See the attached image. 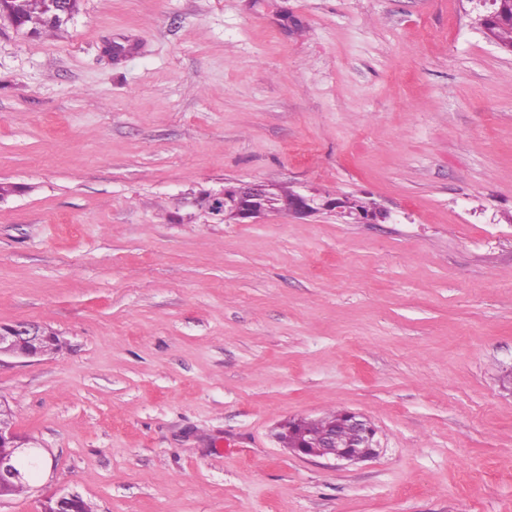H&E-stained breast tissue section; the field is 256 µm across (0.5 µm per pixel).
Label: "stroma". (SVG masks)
Returning <instances> with one entry per match:
<instances>
[{"mask_svg":"<svg viewBox=\"0 0 512 512\" xmlns=\"http://www.w3.org/2000/svg\"><path fill=\"white\" fill-rule=\"evenodd\" d=\"M468 0H80L0 14V400L48 465L0 512H512V52ZM128 45L121 60L112 43ZM353 195L213 224L227 182ZM364 414L341 467L275 428ZM67 0H48L49 8L59 16L69 17ZM47 0H0V11H6L15 27L31 37L56 36L68 20L51 17ZM278 188L281 194L288 195L287 199H283L282 208L296 216H308L321 210L336 211L340 215L353 218L356 223L384 221L390 217L387 211L359 199L333 198L330 195H321L315 191L304 194L292 190L288 194L287 186L278 185ZM52 333L38 323L19 321L0 325V358L31 359L48 353ZM47 351V352H46ZM45 352V353H44ZM78 498L75 492H57L41 504L42 512H76L74 505Z\"/></svg>","mask_w":512,"mask_h":512,"instance_id":"1","label":"stroma"}]
</instances>
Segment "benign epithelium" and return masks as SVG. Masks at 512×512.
I'll return each mask as SVG.
<instances>
[{"label":"benign epithelium","instance_id":"obj_1","mask_svg":"<svg viewBox=\"0 0 512 512\" xmlns=\"http://www.w3.org/2000/svg\"><path fill=\"white\" fill-rule=\"evenodd\" d=\"M266 182L242 183L233 188L224 186L209 192L210 215L222 222L233 221L237 224L251 222L272 211ZM283 208L296 216H308L321 210L335 211L350 217L357 223L381 220L390 214L359 199L348 200L321 195L315 191L307 194L291 191L283 200ZM52 333L42 325L19 321L0 325V357L10 356L18 359H31L50 349ZM345 426L351 429L352 443L348 448L336 447V434L325 431L318 439L303 443L293 449L298 455L322 458L338 463H358L377 454L379 441L377 430L363 415L347 413ZM30 448L24 446L21 437L14 430L12 410L6 403L0 402V497L8 494L9 489L26 481L32 476L29 463ZM78 494L57 492L46 498L41 504L42 512H76L74 505Z\"/></svg>","mask_w":512,"mask_h":512}]
</instances>
